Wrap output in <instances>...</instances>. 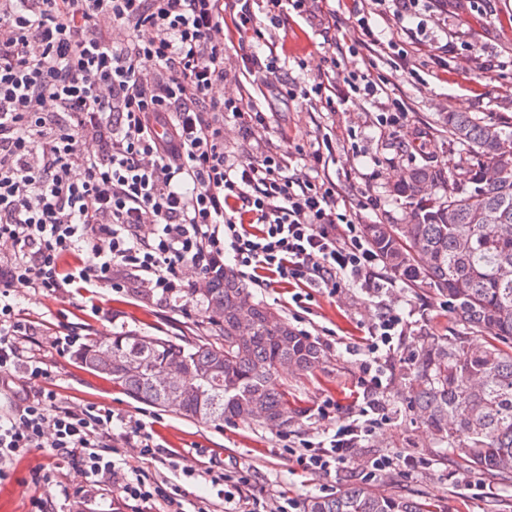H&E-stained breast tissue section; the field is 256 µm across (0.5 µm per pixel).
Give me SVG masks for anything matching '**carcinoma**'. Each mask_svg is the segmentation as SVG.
Returning a JSON list of instances; mask_svg holds the SVG:
<instances>
[{
  "mask_svg": "<svg viewBox=\"0 0 512 512\" xmlns=\"http://www.w3.org/2000/svg\"><path fill=\"white\" fill-rule=\"evenodd\" d=\"M442 139L462 147V166L447 172L432 160L411 167L394 196L413 208L409 224H366L386 269L441 297L463 330L427 340L405 375L412 408L448 455L512 486V136L468 112H450ZM493 165L500 174L483 179ZM195 308L199 339L114 333L90 339L76 358L130 396L205 424L242 418L290 419L292 402L278 379L318 367L322 350L278 312L256 301L232 267L208 287L176 300ZM130 355L138 367L119 363ZM183 367V391H169L160 372ZM307 512H437L427 501L352 485L314 497Z\"/></svg>",
  "mask_w": 512,
  "mask_h": 512,
  "instance_id": "cac0c4a2",
  "label": "carcinoma"
}]
</instances>
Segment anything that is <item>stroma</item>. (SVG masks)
Returning a JSON list of instances; mask_svg holds the SVG:
<instances>
[{
  "mask_svg": "<svg viewBox=\"0 0 512 512\" xmlns=\"http://www.w3.org/2000/svg\"><path fill=\"white\" fill-rule=\"evenodd\" d=\"M255 13L265 26L282 74L296 83L298 97L277 99L255 77L241 74V59L252 49L248 42L229 43L224 66L228 72L240 73V91L248 107L267 113V139L280 147L287 170L298 169L313 177L329 175L348 192L354 221L409 222V205L396 200L390 189L415 159L411 146L420 137H435L438 122L448 113L468 112L503 132L512 131V0H484L479 6L474 0H428L421 29L383 20L373 14L369 0H325L321 13L301 17L292 12L274 27L268 25L263 7H256ZM363 17L381 30L379 42H360L358 21ZM392 41L407 52V66L398 71L390 67L388 44ZM476 53L494 60L495 66L476 83H461L458 73L471 66ZM330 56L340 62L336 69L325 67ZM366 67L387 77L389 93L404 102L408 117L400 125H378L376 110L361 97H350L330 112L311 93L319 82L345 90L349 71ZM322 132L331 137L332 154L321 167L315 161L313 143ZM252 294L277 309L296 329L306 331L323 350V361L314 373L280 372L297 408L286 428L293 431L294 441L318 440L323 431L352 414L350 393L361 357L349 346L376 322L379 309L350 288L333 296L314 293L304 310L292 303L281 284L253 288ZM14 297L35 322L36 351L59 385L63 401L112 405L183 451L177 467L162 465L158 471L185 489L187 512H194L198 497L208 490L182 470L208 464L213 458L228 471L250 470L251 481L243 493L259 499L267 512H278L283 504L288 512H306L309 499L353 484L380 493L400 490L437 504L439 512H512V491H502L487 474L459 466L410 406L408 387L400 377L402 367L418 350L421 337L448 336L458 327L429 288H413L400 281L391 290L395 306L410 317L404 334L395 337L384 366L386 419L334 474L300 470L278 441L279 427L238 419L214 426L176 416L132 398L107 376L83 368L73 356L57 355L50 343L62 324L85 339L119 331L194 335L193 320L181 309L149 306L129 293L104 288L61 300L19 287ZM384 455L394 457L395 471L372 473V461ZM42 468L53 469L52 480L32 483V473ZM84 484V475L74 466L55 463L48 452H34L18 461L13 479L0 484V512H36L39 502L64 506L65 512H94L96 503L80 494ZM65 487L71 492L67 500L61 495Z\"/></svg>",
  "mask_w": 512,
  "mask_h": 512,
  "instance_id": "1",
  "label": "stroma"
}]
</instances>
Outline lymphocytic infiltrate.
I'll use <instances>...</instances> for the list:
<instances>
[{"label":"lymphocytic infiltrate","mask_w":512,"mask_h":512,"mask_svg":"<svg viewBox=\"0 0 512 512\" xmlns=\"http://www.w3.org/2000/svg\"><path fill=\"white\" fill-rule=\"evenodd\" d=\"M224 0H0V482L43 449L79 468L88 488L112 484L136 512H185L179 485L143 465L119 466L118 442L144 462L173 457L112 407L63 402L41 365L24 286L56 298L120 292L135 281L170 301L206 287L225 262L305 291L355 288L380 299L377 253L328 177L287 174L281 154L252 161L224 143L266 113L227 94ZM99 149H82L83 140ZM407 321L382 303L365 340L356 411L293 450L305 471L343 465L385 418L383 354ZM44 379L32 393L25 381Z\"/></svg>","instance_id":"f902f5d3"}]
</instances>
